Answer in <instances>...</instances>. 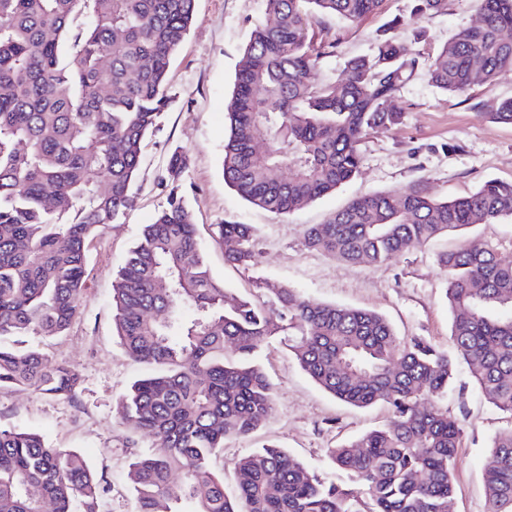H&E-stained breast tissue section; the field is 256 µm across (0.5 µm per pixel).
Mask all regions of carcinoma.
Listing matches in <instances>:
<instances>
[{"label":"carcinoma","instance_id":"carcinoma-1","mask_svg":"<svg viewBox=\"0 0 512 512\" xmlns=\"http://www.w3.org/2000/svg\"><path fill=\"white\" fill-rule=\"evenodd\" d=\"M382 0H265L225 112L224 183L276 216L354 179L361 145L402 123L396 106L419 61L381 39L349 59L339 82L313 71L328 45L307 23L333 14L354 23ZM415 0L411 18L444 8ZM478 27L457 31L429 62L436 88L456 96L512 75V0H476ZM195 0H0V388L75 396L80 376L18 336H61L79 314L87 241L124 215L141 145L167 101L172 57ZM512 124V98L487 113ZM268 143L265 153L254 144ZM512 219V182L488 180L439 199L425 182L354 198L304 231L306 247L349 264H380L475 224ZM224 259L254 265L256 231L219 224ZM452 321L448 349L398 335L379 312L319 303L287 286L256 303L215 280L184 201L144 226L113 272L112 328L124 353L152 368L118 403L130 428L156 438L126 480L136 512H448L462 422L443 410L456 361L471 367L491 406L512 415V264L462 245L438 254ZM165 281L167 287L157 284ZM193 311L186 319L183 311ZM277 336L323 391L354 407L382 403L390 417L349 444L325 449L338 484L275 444L232 462L212 456L256 430L273 401L259 362ZM489 512H512V428L497 435L483 473ZM101 477L77 451L0 428V512H98Z\"/></svg>","mask_w":512,"mask_h":512}]
</instances>
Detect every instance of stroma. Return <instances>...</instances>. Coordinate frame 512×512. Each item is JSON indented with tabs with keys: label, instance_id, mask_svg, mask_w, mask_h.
<instances>
[{
	"label": "stroma",
	"instance_id": "35a3bbf8",
	"mask_svg": "<svg viewBox=\"0 0 512 512\" xmlns=\"http://www.w3.org/2000/svg\"><path fill=\"white\" fill-rule=\"evenodd\" d=\"M411 7L412 0H383L376 13L355 23L328 14L315 16L310 28L315 42L335 46L315 68L316 81L338 79L347 59L371 54L387 33L411 44L420 61H428L453 33L479 19L473 0H447L444 10L415 23L410 20ZM264 9L265 0H196L195 20L171 61L168 106L144 143L134 203L124 216L101 227L88 244L81 313L66 335L30 339L49 361L79 373L75 397L0 388V427L35 430L54 447L79 451L103 476L100 512H136L126 482L128 464L134 453L155 444L153 435L132 431L117 413L118 401L148 368L128 358L112 332V272L144 225L166 206L169 189L161 180L174 149L187 156L176 184L192 213L212 274L241 295L252 296L251 279L259 274L272 288L285 285L318 302L382 313L399 335L418 336L444 349L451 314L437 253L463 244L488 245L502 262L512 263L510 219L475 225L376 266L336 261L307 248L303 240L306 225L325 223L355 196L424 181L437 197L454 199L491 179L512 182V125L486 118L499 101L512 98V76L454 96L433 87L425 69H418L398 102L404 111L402 124L368 136L357 178L288 215L252 207L225 186V112L241 53ZM420 29L425 38H416ZM220 224L255 227L254 267L225 262L224 248L214 235ZM260 360L275 388L272 410L254 433L226 441L217 452L213 465L223 471L225 487L234 484L235 458L271 443L318 475L345 482V475L328 466L326 449L380 427L389 417L388 408H354L325 393L290 359L284 340L272 339ZM441 405L465 423L455 455L450 512H488L483 468L494 436L512 428V415L491 407L478 394L463 362Z\"/></svg>",
	"mask_w": 512,
	"mask_h": 512
}]
</instances>
